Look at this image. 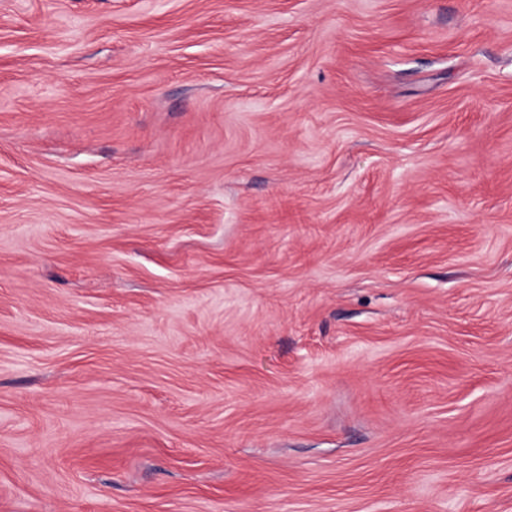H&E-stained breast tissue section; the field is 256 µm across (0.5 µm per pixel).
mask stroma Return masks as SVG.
I'll return each mask as SVG.
<instances>
[{"instance_id":"obj_1","label":"stroma","mask_w":512,"mask_h":512,"mask_svg":"<svg viewBox=\"0 0 512 512\" xmlns=\"http://www.w3.org/2000/svg\"><path fill=\"white\" fill-rule=\"evenodd\" d=\"M0 512H512V0H0Z\"/></svg>"}]
</instances>
